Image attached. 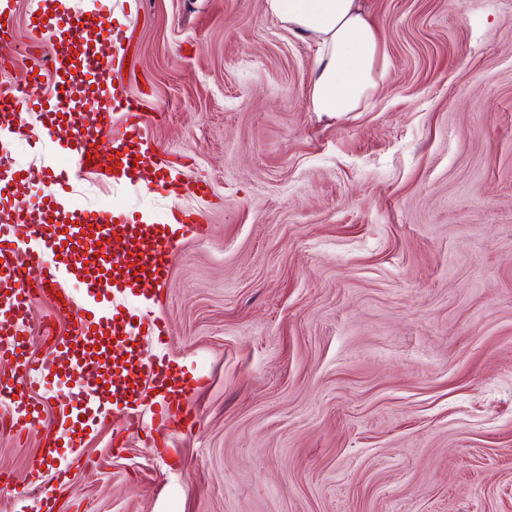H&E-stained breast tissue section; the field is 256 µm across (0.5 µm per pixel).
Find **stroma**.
<instances>
[{
  "mask_svg": "<svg viewBox=\"0 0 512 512\" xmlns=\"http://www.w3.org/2000/svg\"><path fill=\"white\" fill-rule=\"evenodd\" d=\"M131 19L109 67L138 102L146 169L88 173L79 210L208 224L150 310L145 355L210 383L170 447L122 407L86 432L96 468L34 467L45 431L0 433V512H512V0H363L389 58L359 111L308 107L316 44L265 0H63ZM35 0H11L18 83ZM46 189L41 135L0 138ZM35 296L27 331L71 330Z\"/></svg>",
  "mask_w": 512,
  "mask_h": 512,
  "instance_id": "obj_1",
  "label": "stroma"
}]
</instances>
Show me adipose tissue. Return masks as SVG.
I'll return each instance as SVG.
<instances>
[{"instance_id":"ef3b65f1","label":"adipose tissue","mask_w":512,"mask_h":512,"mask_svg":"<svg viewBox=\"0 0 512 512\" xmlns=\"http://www.w3.org/2000/svg\"><path fill=\"white\" fill-rule=\"evenodd\" d=\"M269 13L317 47L310 108L357 111L383 81L389 60L361 0H266Z\"/></svg>"}]
</instances>
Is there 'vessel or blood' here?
<instances>
[{"mask_svg": "<svg viewBox=\"0 0 512 512\" xmlns=\"http://www.w3.org/2000/svg\"><path fill=\"white\" fill-rule=\"evenodd\" d=\"M28 22L31 29L53 37L35 54L28 79L37 84L52 80L53 90L46 98L34 99L20 87L1 88L0 135L27 138V124L15 118L22 110L34 113L41 128L55 134L61 123L59 105L65 101L96 111L98 119L90 126L70 123L66 139L59 144L58 158L47 161L50 187L37 204L13 213L0 208V407L10 414L11 431L23 435L44 422L41 410L28 398L29 387L45 381L51 367L57 376L76 378L69 406L83 415L84 422L70 425L66 441L48 434L45 447L47 457L53 459L59 456V446L68 447V469L81 470L86 466L81 451L83 429L103 425L110 416L103 403L107 391L98 382L100 369L107 365L106 352L100 347L104 337H111L113 346L122 347L126 355L120 371L112 375L108 392L116 398L132 393L150 402L146 415L140 407H127L128 426L139 428L148 423L161 431L195 424L197 415L185 407L184 392L190 385L205 388L208 377L195 376L189 384L166 359H144L142 339L163 336L164 326L136 315L123 299L147 287H162L178 247L188 240L207 238L209 227L196 214L177 207L158 224L145 223L143 217L133 214L117 223L106 214L71 207L73 183L78 173L90 169L130 185H155L174 198L180 197L182 185L161 169L145 173L140 159L142 115L111 70L101 67L92 55L78 57L73 63L68 60L73 34L87 33L90 26L105 32L107 43L125 40L126 34L113 16L98 15L91 24L81 13L60 9L57 0H37ZM120 107L126 110L125 125L116 136L112 113ZM106 139L117 152L115 164L109 167L101 163ZM28 180L27 170L16 167L12 157L1 152L0 201L15 195ZM120 236L139 239L134 255L109 262L97 255V243ZM73 280L82 282L90 302L74 306L72 334L56 340L49 364H36L29 352L32 339L26 334L32 297L38 292H57L64 282Z\"/></svg>", "mask_w": 512, "mask_h": 512, "instance_id": "b4317fda", "label": "vessel or blood"}]
</instances>
